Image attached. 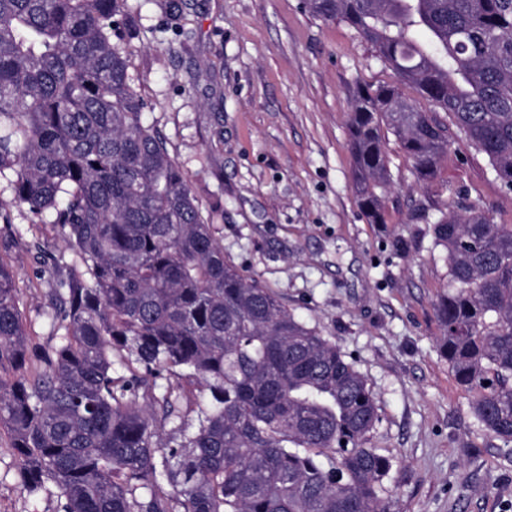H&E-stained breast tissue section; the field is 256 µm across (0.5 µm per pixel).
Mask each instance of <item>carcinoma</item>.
Listing matches in <instances>:
<instances>
[{
	"instance_id": "carcinoma-1",
	"label": "carcinoma",
	"mask_w": 512,
	"mask_h": 512,
	"mask_svg": "<svg viewBox=\"0 0 512 512\" xmlns=\"http://www.w3.org/2000/svg\"><path fill=\"white\" fill-rule=\"evenodd\" d=\"M124 0H0V178L51 218L85 277L57 282V342L30 362L0 259V429L24 491L60 512H390L364 374L224 258L165 140L143 120ZM402 82L356 84L353 180L386 223L385 133L435 179L449 126L512 190V0H305ZM443 116H438V113ZM445 252L440 350L481 426L512 443V225L425 216Z\"/></svg>"
}]
</instances>
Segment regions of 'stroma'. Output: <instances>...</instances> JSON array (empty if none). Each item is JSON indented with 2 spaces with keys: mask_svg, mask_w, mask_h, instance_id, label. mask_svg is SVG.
<instances>
[{
  "mask_svg": "<svg viewBox=\"0 0 512 512\" xmlns=\"http://www.w3.org/2000/svg\"><path fill=\"white\" fill-rule=\"evenodd\" d=\"M176 2L172 16L159 0H126L129 75L225 258L368 378L379 413L371 443L391 460L383 496L393 512H512V445L478 427L440 351L447 266L419 218L464 198L512 224V191L458 138L436 178L418 183L390 135L387 221L369 223L353 185L350 86L395 84L417 110L432 103L399 84L347 22L314 16L302 0ZM0 259L16 269L33 344L50 350L51 290L84 269L2 180ZM0 512H58L55 497L22 489L4 434Z\"/></svg>",
  "mask_w": 512,
  "mask_h": 512,
  "instance_id": "stroma-1",
  "label": "stroma"
}]
</instances>
